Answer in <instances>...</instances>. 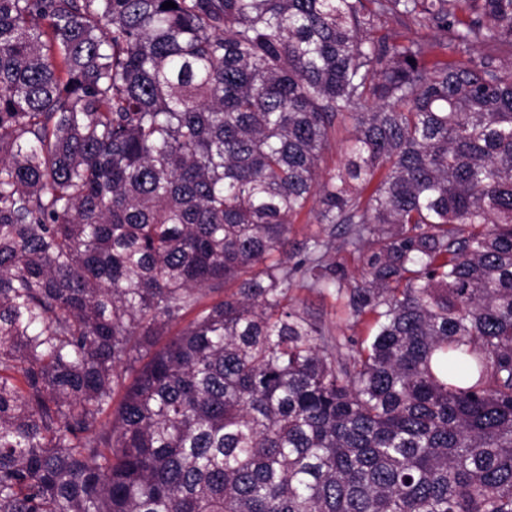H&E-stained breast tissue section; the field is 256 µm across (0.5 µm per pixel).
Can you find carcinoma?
Returning <instances> with one entry per match:
<instances>
[{"mask_svg":"<svg viewBox=\"0 0 512 512\" xmlns=\"http://www.w3.org/2000/svg\"><path fill=\"white\" fill-rule=\"evenodd\" d=\"M165 2L0 0V512H512V0ZM290 297L294 305L322 322L330 329L333 337L337 336L342 344L340 353L343 356L352 353L351 343L347 340L360 341L368 335L367 328L362 324L352 325L348 319L345 301L337 296L334 288L319 293L309 288L295 287L291 290Z\"/></svg>","mask_w":512,"mask_h":512,"instance_id":"cac0c4a2","label":"carcinoma"}]
</instances>
